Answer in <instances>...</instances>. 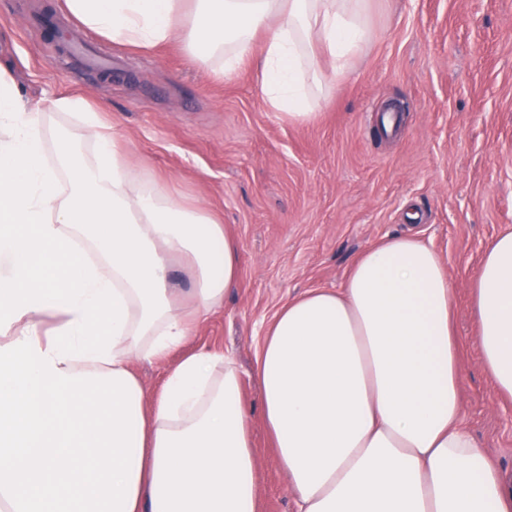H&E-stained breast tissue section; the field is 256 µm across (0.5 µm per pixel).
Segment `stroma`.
<instances>
[{"label": "stroma", "instance_id": "obj_1", "mask_svg": "<svg viewBox=\"0 0 512 512\" xmlns=\"http://www.w3.org/2000/svg\"><path fill=\"white\" fill-rule=\"evenodd\" d=\"M55 2L0 0V61L32 100L86 97L135 180L204 205L238 245L234 287L185 349L134 363L147 397L184 353L233 358L262 512H295L253 375L264 331L288 300L339 288L366 249L413 236L441 256L453 288L463 419L512 479V398L484 372L469 312L487 245L512 231V0H366L367 38L309 124L267 107L252 62L223 79L178 44L136 51L74 28L111 56L101 77L33 24Z\"/></svg>", "mask_w": 512, "mask_h": 512}]
</instances>
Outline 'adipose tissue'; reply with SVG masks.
<instances>
[{"label": "adipose tissue", "instance_id": "obj_1", "mask_svg": "<svg viewBox=\"0 0 512 512\" xmlns=\"http://www.w3.org/2000/svg\"><path fill=\"white\" fill-rule=\"evenodd\" d=\"M365 0H59L98 37L185 44L232 77L254 59L267 104L315 117L321 56L335 76L367 35ZM260 57H253L256 39ZM95 140L45 134V112ZM54 160L45 162L46 140ZM224 244L216 274L213 245ZM192 274L193 313L172 303V261ZM237 246L201 205L134 183L109 126L80 96L31 103L0 65V347L28 335L64 373H130L184 346L222 305ZM453 288L438 253L397 235L366 250L342 287L313 289L272 321L255 364L262 418L297 512H512V483L462 421ZM482 366L512 398V232L470 283ZM132 512H258L260 477L230 358L199 351L140 405Z\"/></svg>", "mask_w": 512, "mask_h": 512}]
</instances>
